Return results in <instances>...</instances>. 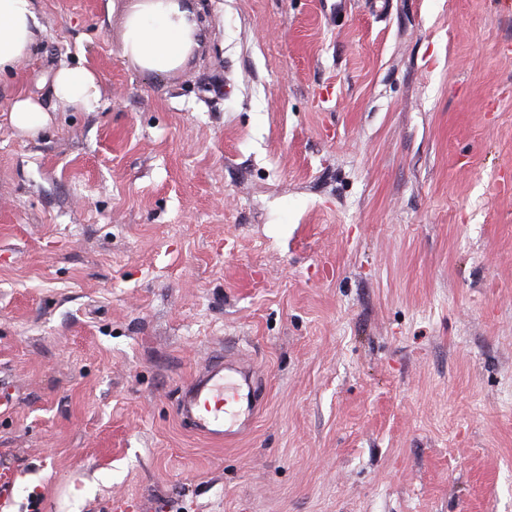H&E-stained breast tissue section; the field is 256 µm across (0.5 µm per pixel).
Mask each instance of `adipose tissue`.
<instances>
[{
    "label": "adipose tissue",
    "instance_id": "1",
    "mask_svg": "<svg viewBox=\"0 0 512 512\" xmlns=\"http://www.w3.org/2000/svg\"><path fill=\"white\" fill-rule=\"evenodd\" d=\"M44 35L36 0H0V74L14 71ZM196 40L195 14L184 0H139L126 18L123 54L140 69L168 72L182 63ZM51 89L55 98L73 108L93 112L100 106L98 77L87 67H60ZM8 119L18 133L29 136L52 121L32 95L16 97Z\"/></svg>",
    "mask_w": 512,
    "mask_h": 512
}]
</instances>
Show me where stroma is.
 I'll return each instance as SVG.
<instances>
[{
  "mask_svg": "<svg viewBox=\"0 0 512 512\" xmlns=\"http://www.w3.org/2000/svg\"><path fill=\"white\" fill-rule=\"evenodd\" d=\"M192 2L150 74L136 0H37L0 77L16 512H512V0ZM228 345L267 403L224 445L176 400ZM184 0H140L128 14L123 54L142 70L176 69L197 40L195 14ZM51 89L55 98L75 109L94 112L100 106L98 77L87 67H60L54 73ZM8 119L18 133L29 136L38 134L52 121L39 99L32 95L16 97L10 106Z\"/></svg>",
  "mask_w": 512,
  "mask_h": 512,
  "instance_id": "stroma-1",
  "label": "stroma"
}]
</instances>
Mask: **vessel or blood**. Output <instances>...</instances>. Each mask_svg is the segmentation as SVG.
I'll use <instances>...</instances> for the list:
<instances>
[{"instance_id":"b4317fda","label":"vessel or blood","mask_w":512,"mask_h":512,"mask_svg":"<svg viewBox=\"0 0 512 512\" xmlns=\"http://www.w3.org/2000/svg\"><path fill=\"white\" fill-rule=\"evenodd\" d=\"M265 404L254 366L241 356L220 354L182 386L176 411L199 435L229 445L252 429Z\"/></svg>"}]
</instances>
